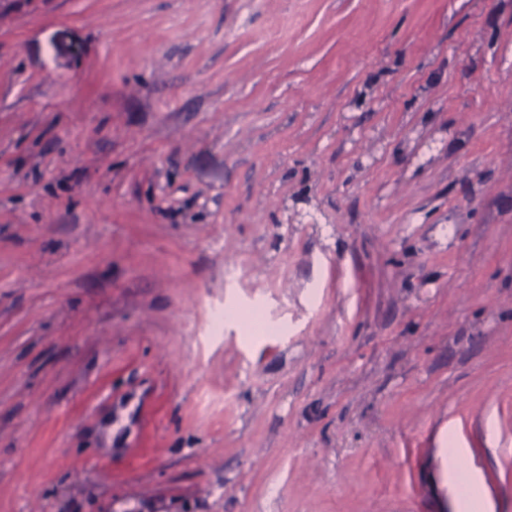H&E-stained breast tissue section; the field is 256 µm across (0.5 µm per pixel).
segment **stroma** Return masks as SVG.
I'll list each match as a JSON object with an SVG mask.
<instances>
[{
  "label": "stroma",
  "mask_w": 512,
  "mask_h": 512,
  "mask_svg": "<svg viewBox=\"0 0 512 512\" xmlns=\"http://www.w3.org/2000/svg\"><path fill=\"white\" fill-rule=\"evenodd\" d=\"M0 512H512V0H0Z\"/></svg>",
  "instance_id": "35a3bbf8"
}]
</instances>
